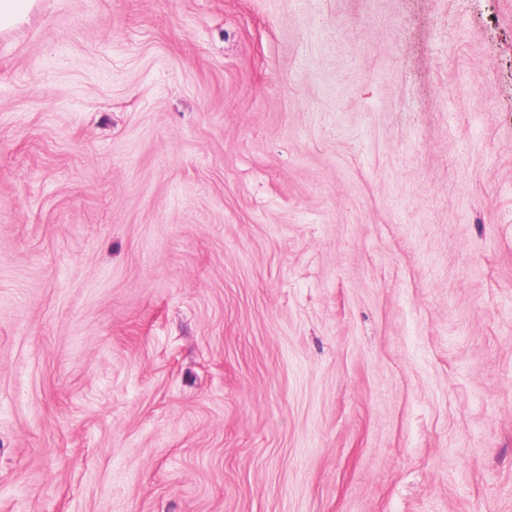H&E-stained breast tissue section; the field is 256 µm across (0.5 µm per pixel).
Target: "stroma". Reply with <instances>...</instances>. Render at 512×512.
<instances>
[{"instance_id":"35a3bbf8","label":"stroma","mask_w":512,"mask_h":512,"mask_svg":"<svg viewBox=\"0 0 512 512\" xmlns=\"http://www.w3.org/2000/svg\"><path fill=\"white\" fill-rule=\"evenodd\" d=\"M0 512H512V0L0 33Z\"/></svg>"}]
</instances>
